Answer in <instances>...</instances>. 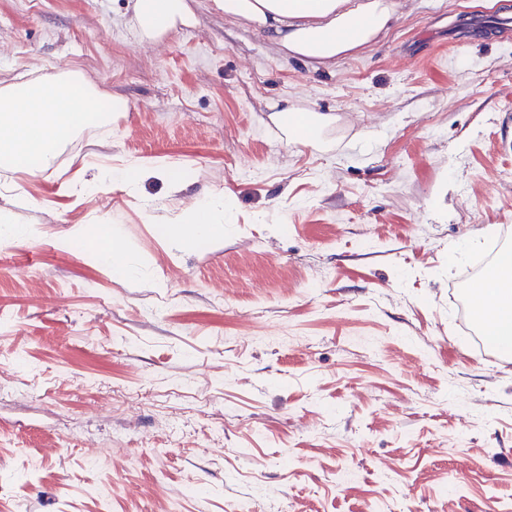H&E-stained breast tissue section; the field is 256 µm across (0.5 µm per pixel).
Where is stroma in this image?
Masks as SVG:
<instances>
[{"mask_svg": "<svg viewBox=\"0 0 512 512\" xmlns=\"http://www.w3.org/2000/svg\"><path fill=\"white\" fill-rule=\"evenodd\" d=\"M130 4L0 0V82L77 69L128 105L0 172V512H512V356L457 306L512 237V0H406L318 68L216 0L138 42ZM139 162L135 190L60 193ZM203 195L223 237L174 247ZM270 112H272L269 116L270 120L276 125H282L284 128L288 129V139L285 136V140L293 142H310L311 141V128L309 124H305L307 132H300L299 126L292 120V112H294L288 106H284L280 108V105L277 103H272L269 106Z\"/></svg>", "mask_w": 512, "mask_h": 512, "instance_id": "1", "label": "stroma"}]
</instances>
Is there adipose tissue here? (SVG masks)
<instances>
[{"instance_id": "1", "label": "adipose tissue", "mask_w": 512, "mask_h": 512, "mask_svg": "<svg viewBox=\"0 0 512 512\" xmlns=\"http://www.w3.org/2000/svg\"><path fill=\"white\" fill-rule=\"evenodd\" d=\"M226 18L259 34L284 52L318 66L358 54L392 24L397 0H219ZM193 20L187 0H133L129 24L142 42H158ZM127 109L121 98L104 101L102 93L77 70L48 72L23 83L0 86V168H25L37 174L50 168L62 147L84 128L110 124ZM150 170L135 164L115 172L74 179L65 193L83 196L113 180L137 186ZM220 198H201L182 222L164 225L163 234L177 246L216 238ZM512 255L492 269L476 297V312L488 326V338L512 352V303L497 298Z\"/></svg>"}]
</instances>
